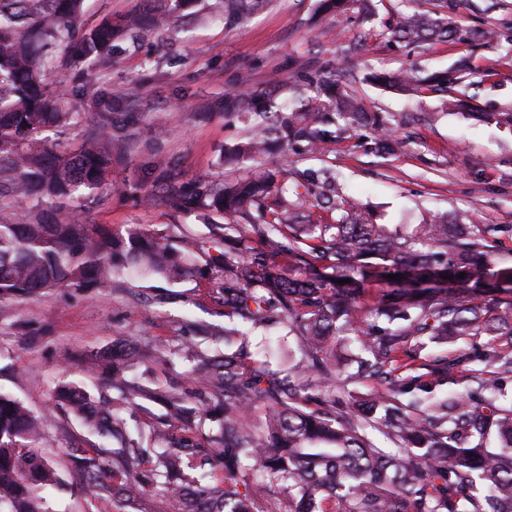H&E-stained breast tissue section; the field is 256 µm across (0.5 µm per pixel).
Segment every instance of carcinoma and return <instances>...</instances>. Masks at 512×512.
Segmentation results:
<instances>
[{
  "label": "carcinoma",
  "mask_w": 512,
  "mask_h": 512,
  "mask_svg": "<svg viewBox=\"0 0 512 512\" xmlns=\"http://www.w3.org/2000/svg\"><path fill=\"white\" fill-rule=\"evenodd\" d=\"M85 0H0V298L35 297L61 288L115 287L128 270L208 288L224 304V354L197 343L146 347L126 339L102 359L117 396L102 406L88 388L66 382L56 392L80 425L102 440L75 449V467L100 505L135 508L155 488L178 512H512V264L498 253L497 228L462 224L442 212L424 224H377L329 173L315 207L333 222H312L301 194L273 195L282 163L270 152L275 131L314 151L359 128L376 132L373 149H394L390 123L357 96L317 80L316 95L292 88L288 109L257 97L228 96L224 110L254 109L265 125L233 153L262 158L247 177L204 194L171 183L178 210L213 211L206 240L147 233L117 236L79 214L53 221L38 212L18 223L14 205L42 207L85 192L112 169V98L81 100L92 128L74 152L42 137L80 113L63 112L61 71L112 57L118 37L149 27L130 11L82 27ZM267 0H224V24H239ZM388 34L406 46L453 42L448 0L431 10L396 12ZM372 84L421 92L412 72L372 73ZM465 277H459V274ZM400 276L398 280L388 275ZM345 279L340 285L337 280ZM380 286L371 302L367 289ZM278 328L296 344L287 368L258 360L249 329ZM145 359L184 361L196 391L153 392L126 378ZM358 384L371 385L359 396ZM455 389L448 390V385ZM138 398L159 403L181 432H145L126 413ZM260 412L264 422L250 423ZM43 422L0 390V510L46 512L41 490L61 487L37 443ZM377 431L394 444L379 446ZM495 446H490V443ZM217 452L218 484L193 471Z\"/></svg>",
  "instance_id": "cac0c4a2"
}]
</instances>
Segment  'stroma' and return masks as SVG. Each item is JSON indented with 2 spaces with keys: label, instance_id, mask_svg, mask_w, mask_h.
<instances>
[{
  "label": "stroma",
  "instance_id": "35a3bbf8",
  "mask_svg": "<svg viewBox=\"0 0 512 512\" xmlns=\"http://www.w3.org/2000/svg\"><path fill=\"white\" fill-rule=\"evenodd\" d=\"M425 0H373L372 18L358 6L336 12L321 0H269L242 24L225 26L216 0H193L177 23L161 20L134 42H122L102 70L115 111L137 109L144 120L137 147L112 157V171L92 203H58L54 215L83 210L87 223L114 233L130 226L206 238L203 216L172 207L154 190L153 170H171L180 183L242 178L255 167L228 165L225 150L253 132L249 113L225 111L228 95L252 91L287 102L295 82L334 71L356 75L350 89L368 108L397 119L403 148L383 157L361 138L325 143L321 153L297 145L289 165L337 172L349 195L383 212L387 224H421L446 212L463 224L497 225V247L512 260V130L478 121L477 113L512 110V45H477L475 31L512 35V0H454L456 42L421 47L390 41L386 30L398 10L425 9ZM357 37L358 54L340 59L339 43ZM412 70L458 75L459 105L443 107L425 90L414 97L364 82L369 70ZM154 193L152 205L140 204ZM103 294L66 288L44 296L0 299V388L44 420L39 448L63 478L44 493L47 512H97L75 470L70 450L97 444L55 399L58 385L81 381L112 398L108 381L91 376L88 360L120 338L178 345L224 322V307L206 288L187 280L169 284L132 274Z\"/></svg>",
  "mask_w": 512,
  "mask_h": 512
}]
</instances>
